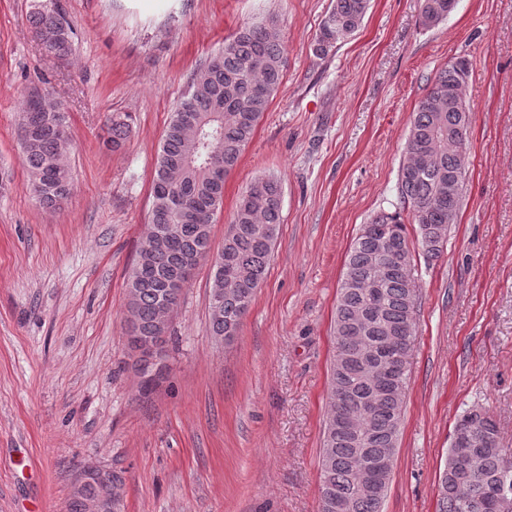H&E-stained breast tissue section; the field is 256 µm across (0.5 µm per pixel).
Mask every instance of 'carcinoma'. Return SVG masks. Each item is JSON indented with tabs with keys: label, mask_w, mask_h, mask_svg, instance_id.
I'll list each match as a JSON object with an SVG mask.
<instances>
[{
	"label": "carcinoma",
	"mask_w": 512,
	"mask_h": 512,
	"mask_svg": "<svg viewBox=\"0 0 512 512\" xmlns=\"http://www.w3.org/2000/svg\"><path fill=\"white\" fill-rule=\"evenodd\" d=\"M449 0H422V24L448 18ZM370 0H332L313 45L326 56L340 36L356 32ZM32 26L45 50L58 59L73 51L76 31L58 0H34ZM285 48L274 16L239 29L193 79L165 130L152 185L148 232L154 246L142 250L127 289L129 335L166 343L160 311L177 304L190 272L208 257L214 216L224 201V175L234 170L268 111L283 77ZM470 73L464 56L440 68L419 99L405 152L419 165L402 164L398 200L418 226L424 254L437 259L459 210L466 166L448 149V136L468 135L469 108L463 87ZM68 116L49 95L29 97L23 107L21 140L30 184L39 204L56 209L68 198L71 177L65 156ZM128 124L114 120L107 144L116 149ZM282 193L276 180H254L239 197L224 244L221 266L212 268L211 301L220 313L209 318L211 336L229 343L238 333L263 282L279 233ZM418 284L406 224L397 210L363 225L346 260L338 290L336 352L328 388L320 452V512H382L385 495L361 487L354 469L374 472L398 448L407 365L416 341ZM479 435L469 462L451 452L438 479V512H493L501 495L512 498V452L500 445L496 421L472 408L459 418ZM98 488L72 494L66 512H85Z\"/></svg>",
	"instance_id": "obj_1"
}]
</instances>
